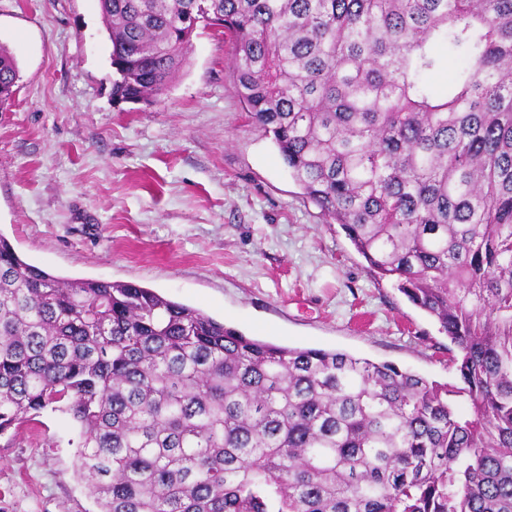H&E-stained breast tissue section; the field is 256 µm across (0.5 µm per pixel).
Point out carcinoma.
<instances>
[{"label":"carcinoma","instance_id":"1","mask_svg":"<svg viewBox=\"0 0 512 512\" xmlns=\"http://www.w3.org/2000/svg\"><path fill=\"white\" fill-rule=\"evenodd\" d=\"M112 100L198 29L304 195L435 319L457 382L276 345L0 235V434L78 427L98 512H512V0H100ZM446 44L448 92L428 83ZM18 69L0 48V108Z\"/></svg>","mask_w":512,"mask_h":512}]
</instances>
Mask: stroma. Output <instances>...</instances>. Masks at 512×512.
<instances>
[{
  "label": "stroma",
  "mask_w": 512,
  "mask_h": 512,
  "mask_svg": "<svg viewBox=\"0 0 512 512\" xmlns=\"http://www.w3.org/2000/svg\"><path fill=\"white\" fill-rule=\"evenodd\" d=\"M18 79L0 113V235L66 279L134 283L253 338L456 380L449 341L369 273L303 195L228 75L231 46L194 36L161 100L112 101L99 0H0ZM68 415L0 434V512H95Z\"/></svg>",
  "instance_id": "obj_1"
}]
</instances>
